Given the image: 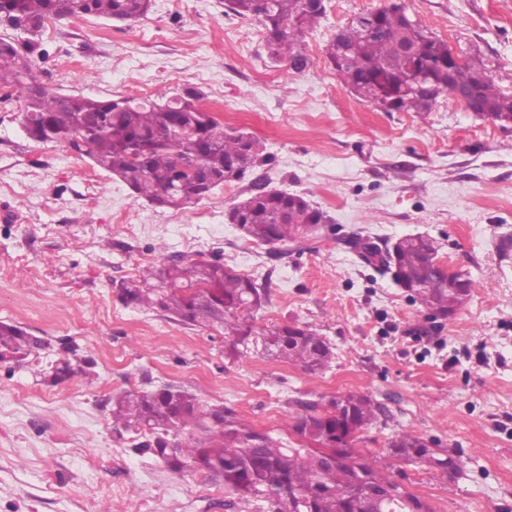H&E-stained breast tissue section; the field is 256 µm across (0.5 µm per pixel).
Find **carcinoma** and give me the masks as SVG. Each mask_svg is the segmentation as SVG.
Listing matches in <instances>:
<instances>
[{"label": "carcinoma", "mask_w": 512, "mask_h": 512, "mask_svg": "<svg viewBox=\"0 0 512 512\" xmlns=\"http://www.w3.org/2000/svg\"><path fill=\"white\" fill-rule=\"evenodd\" d=\"M151 0H0V22L32 38L23 44L0 38V90L3 99L20 103L21 123L29 138L64 144L80 157L125 182L155 204L179 207L197 203L213 190L248 182V196L231 211L249 240L278 251L310 239L302 229L327 224L326 214L304 197L268 188L259 169L270 162L266 147L240 129H224L199 101L203 93L184 88L172 95L96 99L64 94L37 76L34 56L46 54L33 39L46 21L87 15L135 22L146 16ZM241 17H255L266 32L270 58L302 72L308 66L301 42L325 16V4L311 0H226ZM383 32L372 35L355 21L327 43L325 58L359 97L386 112H429L448 87V43L427 34L423 24L396 3L376 11ZM463 84L475 88L498 116L512 117V94L501 89L483 59L462 52ZM362 263L385 275L390 262L369 238L355 234L343 241ZM395 261L410 284L429 289L412 297L436 317L463 304L470 295L457 288L463 273L438 268V248L422 236L396 244ZM117 298L126 305L172 315L192 326L224 330V358L231 363L262 354L301 366L309 373L327 368L332 350L308 325L284 322L259 325L268 304L265 286L218 259L171 258L136 278L122 281ZM50 343L22 328L0 322V363L20 361L46 350ZM93 360L62 358L51 378L63 382L73 374H92ZM342 417L324 404L300 401L304 413L292 425L298 437L286 444L241 423L234 411L202 403L193 393L171 385L125 391L112 400V421L146 433L132 451L156 457L174 472L192 469L224 482L238 498L259 500L267 512H434L431 505L404 491L388 488L376 460L336 448L341 429L366 430L383 413L368 395L345 397ZM391 455L426 463L453 477L462 471L454 450L432 448L425 439L403 433L391 440Z\"/></svg>", "instance_id": "obj_1"}]
</instances>
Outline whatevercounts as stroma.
Instances as JSON below:
<instances>
[{
	"label": "stroma",
	"mask_w": 512,
	"mask_h": 512,
	"mask_svg": "<svg viewBox=\"0 0 512 512\" xmlns=\"http://www.w3.org/2000/svg\"><path fill=\"white\" fill-rule=\"evenodd\" d=\"M389 2L325 0L301 72L273 61L260 23L226 13L224 0H152L135 22L68 18L39 35L48 54L36 71L61 92L201 90L218 121L265 145L271 187L303 195L331 223L324 239L270 254L227 219L242 185L188 207L151 204L66 146L31 140L18 102L0 101V322L51 344L0 364V512H132L156 484L165 493L152 512H264L222 481L133 453L142 432L116 434L113 397L164 384L289 442L300 402L371 396L384 413L354 447L383 474L435 512H512V124L479 120L447 94L428 112H385L350 93L323 49L352 17ZM400 2L512 92V0ZM204 210L218 222L197 223ZM128 212L147 236L126 232ZM189 230L203 238L200 253L267 286L263 322L324 336L330 366L311 374L260 355L231 364L223 331L120 303L113 283L183 254ZM354 233L429 236L471 280L469 297L452 318H431L343 246ZM66 344L94 360V380L48 379ZM403 433L459 452L462 475L390 456Z\"/></svg>",
	"instance_id": "35a3bbf8"
}]
</instances>
